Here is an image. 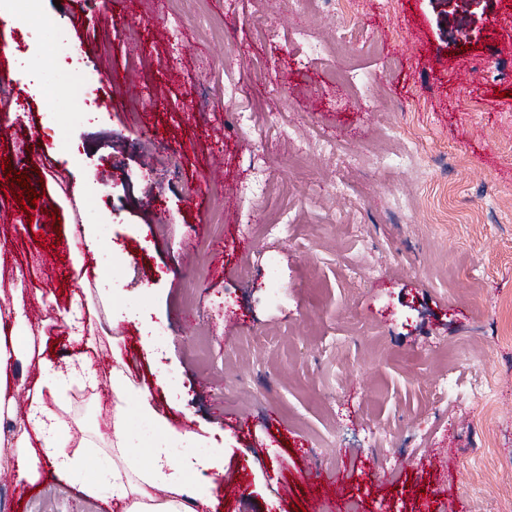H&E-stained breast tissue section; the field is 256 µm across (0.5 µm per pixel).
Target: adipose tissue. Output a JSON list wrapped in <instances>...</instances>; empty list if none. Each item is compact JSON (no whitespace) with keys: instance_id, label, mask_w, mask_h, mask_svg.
Returning a JSON list of instances; mask_svg holds the SVG:
<instances>
[{"instance_id":"obj_1","label":"adipose tissue","mask_w":512,"mask_h":512,"mask_svg":"<svg viewBox=\"0 0 512 512\" xmlns=\"http://www.w3.org/2000/svg\"><path fill=\"white\" fill-rule=\"evenodd\" d=\"M30 344L27 305L16 291L0 311V411L14 405L9 363L13 356L29 354ZM37 365L39 378L27 392L25 422L10 443L21 478L34 483L43 469H51L59 481L81 482L87 497H97L101 489H108L120 512H195L196 507L206 506V499L188 478L193 475L210 483L223 475V449L214 447L204 455L190 451L173 460L171 442L194 443V433L177 430L159 415L148 389L130 378L123 362H115L108 376L114 396L112 412L103 421L109 466L93 480L84 477L85 459L80 453L88 442L75 439L57 404L74 384L97 385L99 374L84 357L63 369L43 357ZM132 401L166 435L165 441L152 444L144 453L139 452L127 429L125 407Z\"/></svg>"}]
</instances>
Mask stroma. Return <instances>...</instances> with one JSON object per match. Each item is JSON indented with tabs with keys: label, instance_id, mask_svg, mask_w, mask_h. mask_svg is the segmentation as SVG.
Masks as SVG:
<instances>
[{
	"label": "stroma",
	"instance_id": "35a3bbf8",
	"mask_svg": "<svg viewBox=\"0 0 512 512\" xmlns=\"http://www.w3.org/2000/svg\"><path fill=\"white\" fill-rule=\"evenodd\" d=\"M33 13L52 22L43 40L64 36L100 76L91 117L71 120L65 59L44 68L29 27L0 23V70L21 101L0 111V157L30 178L0 172V287L42 297L28 330L56 365L84 352L104 372L119 350L173 427L192 421L199 453L215 439L233 482L204 486L212 512H313L340 496L361 512H512V0H357L373 47L316 59L291 30L325 35L345 17L307 0H131L123 13L36 0ZM260 18L275 38L257 35ZM353 61L373 82L343 109L328 74ZM229 68L242 118L224 103ZM287 129L365 155L345 193L324 156L292 153ZM385 134L421 141L412 167L369 158ZM256 149L279 182L264 210L239 193ZM217 155L224 186L198 197ZM31 191L37 204L20 207ZM269 211L283 235L254 233ZM84 224L99 245L78 270L68 247ZM86 287L113 295L94 302L90 347L63 320ZM475 380L494 398L461 401ZM108 387L68 393L87 436ZM338 466L339 487L308 478ZM0 512L113 510L48 479L0 483Z\"/></svg>",
	"mask_w": 512,
	"mask_h": 512
}]
</instances>
